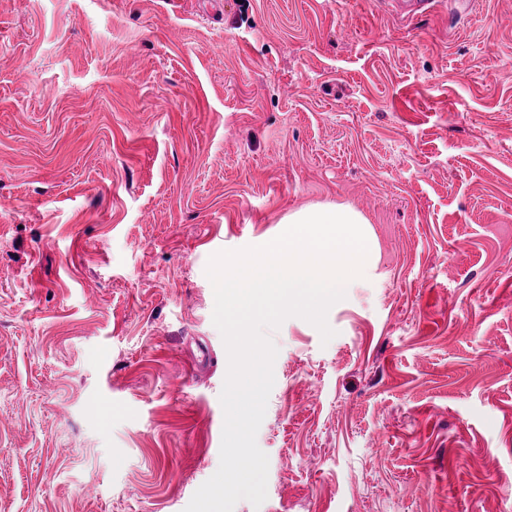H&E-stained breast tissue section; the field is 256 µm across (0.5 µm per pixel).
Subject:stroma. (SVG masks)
Returning <instances> with one entry per match:
<instances>
[{
	"label": "stroma",
	"instance_id": "35a3bbf8",
	"mask_svg": "<svg viewBox=\"0 0 512 512\" xmlns=\"http://www.w3.org/2000/svg\"><path fill=\"white\" fill-rule=\"evenodd\" d=\"M322 203L376 276L330 341L270 331L234 512H512V0H0V512H184L224 424L208 260Z\"/></svg>",
	"mask_w": 512,
	"mask_h": 512
}]
</instances>
